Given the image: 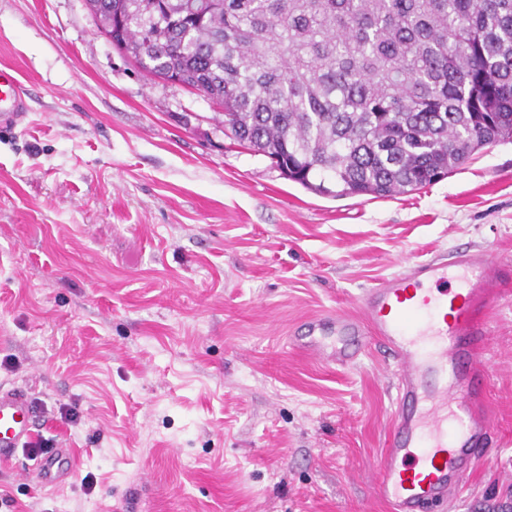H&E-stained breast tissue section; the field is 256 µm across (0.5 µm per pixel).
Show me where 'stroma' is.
Here are the masks:
<instances>
[{
	"label": "stroma",
	"mask_w": 512,
	"mask_h": 512,
	"mask_svg": "<svg viewBox=\"0 0 512 512\" xmlns=\"http://www.w3.org/2000/svg\"><path fill=\"white\" fill-rule=\"evenodd\" d=\"M5 67L29 98L0 126V385L78 466L53 491L0 461V512H387L388 354L326 366L289 338L431 255L512 259V141L417 191L336 198L148 76L85 0H0ZM498 292L480 355L499 446L451 512H512V276Z\"/></svg>",
	"instance_id": "35a3bbf8"
}]
</instances>
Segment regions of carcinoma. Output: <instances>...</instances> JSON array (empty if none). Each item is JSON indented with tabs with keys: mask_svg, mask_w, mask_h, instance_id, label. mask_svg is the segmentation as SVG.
Returning a JSON list of instances; mask_svg holds the SVG:
<instances>
[{
	"mask_svg": "<svg viewBox=\"0 0 512 512\" xmlns=\"http://www.w3.org/2000/svg\"><path fill=\"white\" fill-rule=\"evenodd\" d=\"M99 31L335 197L420 190L512 140V0H87Z\"/></svg>",
	"mask_w": 512,
	"mask_h": 512,
	"instance_id": "1",
	"label": "carcinoma"
}]
</instances>
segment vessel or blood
Instances as JSON below:
<instances>
[{
  "label": "vessel or blood",
  "mask_w": 512,
  "mask_h": 512,
  "mask_svg": "<svg viewBox=\"0 0 512 512\" xmlns=\"http://www.w3.org/2000/svg\"><path fill=\"white\" fill-rule=\"evenodd\" d=\"M27 110L25 88L0 68V126ZM512 262L487 251L432 256L384 278L358 300V314L327 312L309 319L298 349L325 363L351 365L382 346L399 376L390 431L371 484L390 512H427L462 489L486 449L493 424L482 409L487 373L479 346L483 318ZM37 417L27 392L0 386V460L12 459L34 437ZM76 467L70 448L37 457L32 474L49 488L65 484Z\"/></svg>",
  "instance_id": "obj_1"
}]
</instances>
